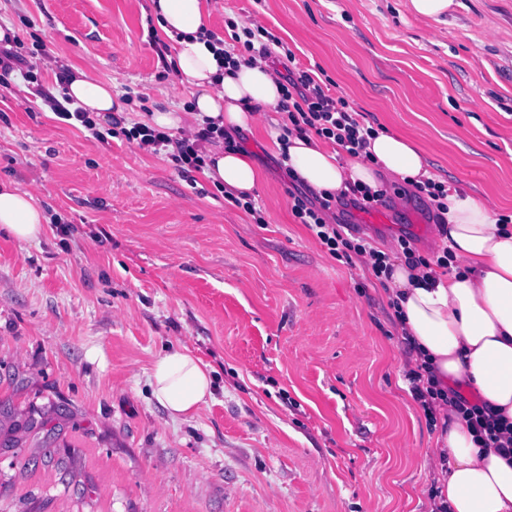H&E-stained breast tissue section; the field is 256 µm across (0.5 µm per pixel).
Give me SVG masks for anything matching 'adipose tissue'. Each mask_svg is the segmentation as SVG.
I'll list each match as a JSON object with an SVG mask.
<instances>
[{"label": "adipose tissue", "mask_w": 512, "mask_h": 512, "mask_svg": "<svg viewBox=\"0 0 512 512\" xmlns=\"http://www.w3.org/2000/svg\"><path fill=\"white\" fill-rule=\"evenodd\" d=\"M151 11L170 39L167 57L180 85L192 97L193 119L208 116L227 132L259 122L260 108L282 96L268 64L236 57L219 61L207 33L209 0H151ZM67 94L76 107L112 114L111 83L75 71ZM284 166L316 193L336 194L360 184L371 191L392 181L409 183L425 176V161L405 136L386 130L370 138L360 156L343 154L319 138L293 134L274 140ZM203 174L213 185L245 201L257 190L261 173L245 150L208 147ZM439 231L448 245L447 267H413L393 258L387 299L395 303L402 335L416 348L415 361L429 362L442 387L464 386L512 424V224H502L487 200L452 189ZM46 216L36 198L11 181H0V229L20 241L42 235ZM154 399L169 417L195 414L212 395V370L187 348L161 355L150 376ZM438 502L448 512H512V461L496 449L480 448L453 412H441Z\"/></svg>", "instance_id": "ef3b65f1"}]
</instances>
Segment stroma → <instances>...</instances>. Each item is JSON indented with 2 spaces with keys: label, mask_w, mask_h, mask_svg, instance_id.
<instances>
[{
  "label": "stroma",
  "mask_w": 512,
  "mask_h": 512,
  "mask_svg": "<svg viewBox=\"0 0 512 512\" xmlns=\"http://www.w3.org/2000/svg\"><path fill=\"white\" fill-rule=\"evenodd\" d=\"M211 4L219 38L258 20L366 123L415 140L434 179L512 215V0H454L437 20L407 0ZM0 29L44 90L88 68L131 121L192 129L150 0H0ZM35 89L0 85V180L58 218L35 242L0 230V512H431L437 432L404 339L361 260L294 218L279 113L240 133L259 224L203 174L58 120ZM332 220L436 255L434 211L403 183ZM179 346L213 369V398L173 419L149 382Z\"/></svg>",
  "instance_id": "1"
}]
</instances>
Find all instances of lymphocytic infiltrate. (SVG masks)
Instances as JSON below:
<instances>
[{"label": "lymphocytic infiltrate", "instance_id": "1", "mask_svg": "<svg viewBox=\"0 0 512 512\" xmlns=\"http://www.w3.org/2000/svg\"><path fill=\"white\" fill-rule=\"evenodd\" d=\"M233 42L242 43L246 52L256 53L262 59H270L274 48H281L288 63H295L292 50L283 46L281 38L256 21H245L240 32L232 33ZM282 98L278 103L287 118L281 125L282 135L315 134L331 140L351 155L366 149L369 137L375 135L374 127L365 125L358 112L341 99L326 94L310 72L287 71L281 77ZM127 140L137 142L139 148L149 154L164 157L182 176L202 171L205 146L224 138L222 126L213 120H205L195 130L172 135L169 131L145 123H135L126 130ZM291 211L300 223L305 224L332 257L350 254L361 257L364 266L374 277H381L385 268V257L370 246L367 240L358 241L344 237L339 225L327 220L331 209L352 207L364 212L382 204V194H375L359 187L337 197H322L310 192L298 191L291 195ZM409 391L427 420H435L442 408H451L474 433L477 443L484 448L497 449L503 456L512 455V446L505 443L508 425L506 421L488 414L487 406L480 401H471L456 391L439 389L428 366L419 364L409 368L405 374Z\"/></svg>", "mask_w": 512, "mask_h": 512}]
</instances>
